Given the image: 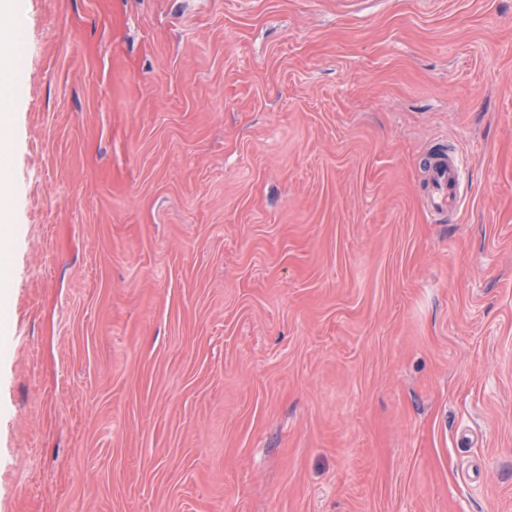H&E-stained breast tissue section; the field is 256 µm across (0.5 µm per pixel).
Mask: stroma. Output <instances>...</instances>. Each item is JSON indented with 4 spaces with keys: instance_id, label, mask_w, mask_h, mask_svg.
<instances>
[{
    "instance_id": "35a3bbf8",
    "label": "stroma",
    "mask_w": 512,
    "mask_h": 512,
    "mask_svg": "<svg viewBox=\"0 0 512 512\" xmlns=\"http://www.w3.org/2000/svg\"><path fill=\"white\" fill-rule=\"evenodd\" d=\"M23 13L0 512H512V0ZM461 167L453 154L441 157L430 172V211L443 210L444 206H456L459 196Z\"/></svg>"
}]
</instances>
